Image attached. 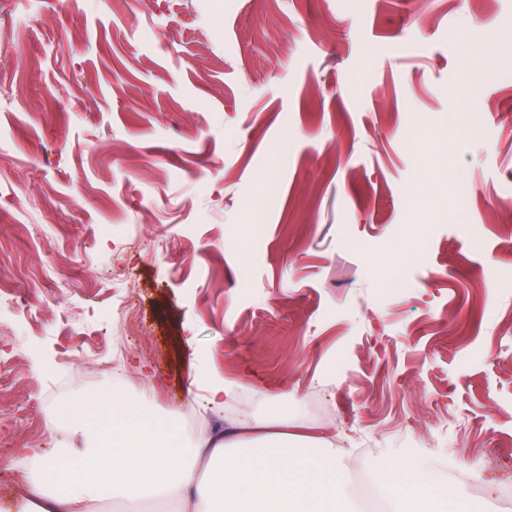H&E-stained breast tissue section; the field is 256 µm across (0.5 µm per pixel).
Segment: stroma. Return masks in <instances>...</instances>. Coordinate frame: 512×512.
<instances>
[{"label":"stroma","instance_id":"35a3bbf8","mask_svg":"<svg viewBox=\"0 0 512 512\" xmlns=\"http://www.w3.org/2000/svg\"><path fill=\"white\" fill-rule=\"evenodd\" d=\"M477 44L512 59V0H0V512L57 379L148 373L206 427L288 388L349 475L425 458L471 476L436 512H512V67ZM205 361L237 399L201 415Z\"/></svg>","mask_w":512,"mask_h":512}]
</instances>
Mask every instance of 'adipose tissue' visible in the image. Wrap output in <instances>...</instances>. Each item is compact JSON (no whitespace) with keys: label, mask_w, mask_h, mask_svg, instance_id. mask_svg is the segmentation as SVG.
I'll return each instance as SVG.
<instances>
[{"label":"adipose tissue","mask_w":512,"mask_h":512,"mask_svg":"<svg viewBox=\"0 0 512 512\" xmlns=\"http://www.w3.org/2000/svg\"><path fill=\"white\" fill-rule=\"evenodd\" d=\"M62 447L29 451L19 469L20 512H87L102 493L186 499L193 512H336L346 505L347 466L331 436L292 427L284 412L250 414L195 434L189 446L168 427L136 422L113 384L57 411ZM390 512H427L423 460L388 468Z\"/></svg>","instance_id":"1"}]
</instances>
